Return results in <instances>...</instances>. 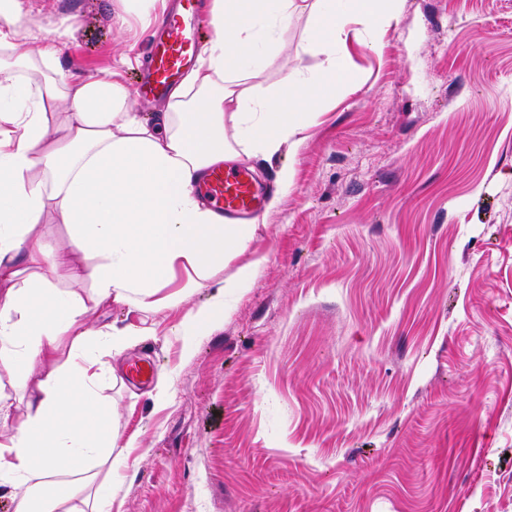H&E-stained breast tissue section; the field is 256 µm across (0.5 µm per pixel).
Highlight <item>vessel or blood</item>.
<instances>
[{
	"mask_svg": "<svg viewBox=\"0 0 512 512\" xmlns=\"http://www.w3.org/2000/svg\"><path fill=\"white\" fill-rule=\"evenodd\" d=\"M203 20L192 0H184L181 12H162L152 24L151 63L141 84L144 99L166 97L185 70L195 65L201 49ZM267 187L244 169L214 168L196 191L225 219L252 220L260 210Z\"/></svg>",
	"mask_w": 512,
	"mask_h": 512,
	"instance_id": "obj_1",
	"label": "vessel or blood"
}]
</instances>
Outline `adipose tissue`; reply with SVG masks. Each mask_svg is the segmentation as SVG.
I'll return each instance as SVG.
<instances>
[{"label": "adipose tissue", "instance_id": "ef3b65f1", "mask_svg": "<svg viewBox=\"0 0 512 512\" xmlns=\"http://www.w3.org/2000/svg\"><path fill=\"white\" fill-rule=\"evenodd\" d=\"M13 3L0 0V368L43 376L21 420L0 397V425L15 426L0 436V488L13 512H112L97 483L116 446L111 406L97 393L112 367L95 349L124 350L153 329L95 328L89 314L115 303L171 309L208 281V301L179 331L195 336L223 319L225 291L245 287L255 269L228 280L215 274L248 248L255 227L224 222L199 201L196 181L211 166L301 145L311 112L344 88L348 68L336 45L347 26L358 19L384 34L404 0H212L214 36L201 65L150 120L129 109L117 75L69 81L57 65L58 39L22 41ZM302 14L317 65L297 66L260 92L252 78ZM22 68L36 80L21 79ZM50 100L69 105L54 129ZM47 214L67 226L70 250L39 231ZM62 267L90 283V294L57 288ZM180 269L186 281L165 293Z\"/></svg>", "mask_w": 512, "mask_h": 512}]
</instances>
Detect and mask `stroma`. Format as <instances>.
<instances>
[{"instance_id": "1", "label": "stroma", "mask_w": 512, "mask_h": 512, "mask_svg": "<svg viewBox=\"0 0 512 512\" xmlns=\"http://www.w3.org/2000/svg\"><path fill=\"white\" fill-rule=\"evenodd\" d=\"M29 42L60 33L72 80L117 71L131 111L148 16L126 0H16ZM351 79L306 139L250 170L292 180L224 263L246 287L197 336L208 297L153 324L100 394L121 446L112 512H512V0H405L381 42L354 23ZM289 20L268 87L307 53ZM154 356V381L123 380ZM167 395L157 400V380Z\"/></svg>"}]
</instances>
